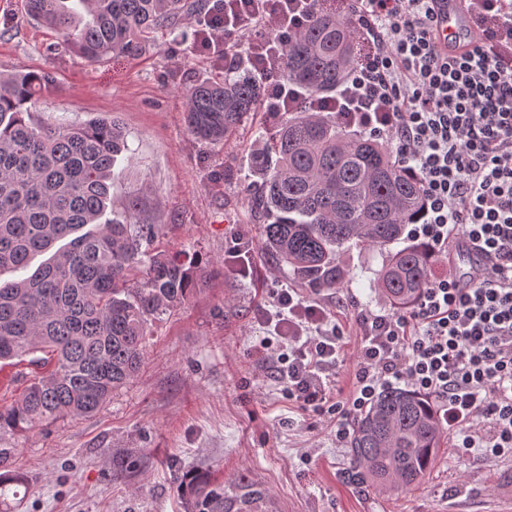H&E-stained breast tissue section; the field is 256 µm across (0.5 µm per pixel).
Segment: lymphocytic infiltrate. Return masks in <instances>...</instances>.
<instances>
[{
  "instance_id": "lymphocytic-infiltrate-1",
  "label": "lymphocytic infiltrate",
  "mask_w": 512,
  "mask_h": 512,
  "mask_svg": "<svg viewBox=\"0 0 512 512\" xmlns=\"http://www.w3.org/2000/svg\"><path fill=\"white\" fill-rule=\"evenodd\" d=\"M204 49L241 36L225 67L247 59L263 82L270 121L288 112H328L393 145L423 189L410 236L448 262L406 312L358 311L353 390L335 396L346 345L324 303L277 289L256 347L301 409L327 416L337 444L384 390L401 385L436 400L461 456L512 462V0H467L472 47H440L438 0H348V19L371 51L330 96H311L282 76L288 42L312 21L317 0H213ZM467 244L484 263L463 272Z\"/></svg>"
}]
</instances>
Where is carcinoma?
<instances>
[{
	"mask_svg": "<svg viewBox=\"0 0 512 512\" xmlns=\"http://www.w3.org/2000/svg\"><path fill=\"white\" fill-rule=\"evenodd\" d=\"M29 18L57 31L81 55L134 54L151 34L204 13L209 0H26ZM350 22L318 9L285 54L284 77L328 96L358 62ZM41 78L0 76V272L53 251L29 277L0 285V363L49 353L54 367L35 378L10 408L0 431L24 430L98 413L139 370L151 323L194 293L196 266L145 247L155 224L140 219L146 188L112 209V168L130 151L112 119L45 124L30 104ZM260 81L237 67L222 81L186 90L185 122L201 142L225 140L259 109ZM257 180L251 207L267 251L310 288L343 279L342 247H388L422 203L378 139L351 134L323 112H294L251 153ZM66 241L62 247L57 243ZM419 246L389 253L379 290L411 304L434 277ZM448 431L436 408L402 389L385 390L357 422L349 478L406 491L432 470ZM14 449L0 448V504L19 499L26 476L10 469ZM184 512H278L247 470L224 484L207 472L177 477Z\"/></svg>",
	"mask_w": 512,
	"mask_h": 512,
	"instance_id": "carcinoma-1",
	"label": "carcinoma"
}]
</instances>
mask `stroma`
Segmentation results:
<instances>
[{
	"label": "stroma",
	"mask_w": 512,
	"mask_h": 512,
	"mask_svg": "<svg viewBox=\"0 0 512 512\" xmlns=\"http://www.w3.org/2000/svg\"><path fill=\"white\" fill-rule=\"evenodd\" d=\"M197 40L190 15L139 54L91 62L27 19L25 0H0V73L43 77L33 106L42 121L117 120L133 154L113 167L114 204L147 184L141 218L158 227L150 253L195 262L202 273L194 297L154 323L139 371L98 414L0 432V447L15 451L12 469L28 477L15 512H183L175 479L193 470L220 481L250 471L279 512H512L498 497L512 465L461 457L449 440L410 490L380 493L349 481L348 451L325 419L284 398L260 363V316L273 291L313 292L268 254L248 205L264 113L227 141L202 143L187 130L186 87L224 76L223 61L197 50ZM236 235L249 248L244 274L227 254ZM385 260L376 248H343L346 276L323 298L351 343L337 382L342 398L356 360L353 309L388 305L376 286ZM43 373L26 359L0 366V407ZM119 455L141 458V471H117Z\"/></svg>",
	"instance_id": "obj_1"
}]
</instances>
